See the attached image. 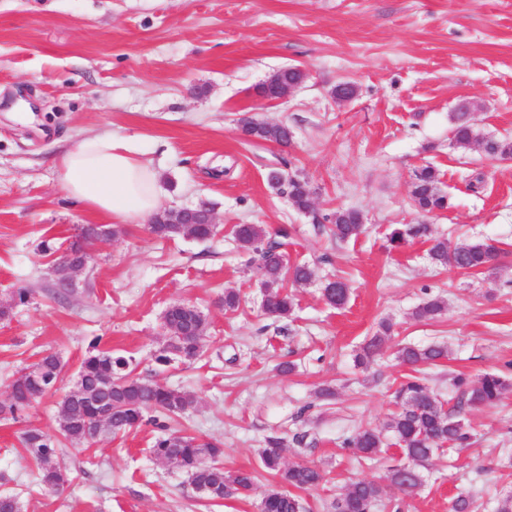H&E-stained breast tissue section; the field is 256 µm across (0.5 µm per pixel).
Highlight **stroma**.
<instances>
[{
  "label": "stroma",
  "instance_id": "obj_1",
  "mask_svg": "<svg viewBox=\"0 0 512 512\" xmlns=\"http://www.w3.org/2000/svg\"><path fill=\"white\" fill-rule=\"evenodd\" d=\"M289 66L306 70L302 84L262 100L259 86ZM344 83L356 88L347 101L335 96ZM463 98L483 137L512 139V0H0V306L10 309L0 318V401L15 373L48 352L62 360L58 390L68 391L96 340L130 357L137 376L193 395L172 428L222 443L225 471L257 476L250 497L206 501L186 473L152 456L159 431L145 425L98 437L63 492L46 493L20 440L28 428L56 427L47 397L21 420H0V474L21 512H258L276 483L260 468L270 436L283 439L285 463L326 471L327 483L300 498L308 512H329L348 484L401 461L394 447L364 460L342 445L395 411L394 391L411 372L396 358L401 345L447 344V361L426 372L445 399L459 374L512 377V161L455 146L451 116ZM247 113L288 125L290 144L246 139ZM95 134L124 138L156 170L161 209L206 206L217 232L201 242L159 238L145 221L123 225L91 247L73 293L59 299L55 248L109 220L66 194L50 159ZM426 165L452 208H415L414 173ZM273 170L307 183L310 212L269 183ZM478 175L482 188L469 190ZM339 208L361 212V235L341 241L322 226ZM416 222L452 242H497L499 268L441 269L422 243L388 250L391 225ZM236 224L295 227L288 258L314 276L294 290V318L263 314V277L233 238ZM336 277L351 285L341 309L321 297ZM20 288L27 302L16 300ZM228 288L241 297L233 312L222 303ZM436 298L445 311L416 320ZM178 301L206 317L203 352L161 366L163 314ZM385 319L395 334L383 355L357 366ZM288 360L295 371H278ZM326 386L335 399L318 398ZM466 416L469 447L430 460L416 491H389L403 512H449L461 492L495 512L497 492L512 490V393Z\"/></svg>",
  "mask_w": 512,
  "mask_h": 512
}]
</instances>
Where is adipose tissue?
<instances>
[{"label":"adipose tissue","instance_id":"ef3b65f1","mask_svg":"<svg viewBox=\"0 0 512 512\" xmlns=\"http://www.w3.org/2000/svg\"><path fill=\"white\" fill-rule=\"evenodd\" d=\"M52 166L70 198L113 222L146 220L159 205L156 171L113 136L84 137L55 157Z\"/></svg>","mask_w":512,"mask_h":512}]
</instances>
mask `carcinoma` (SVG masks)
Returning a JSON list of instances; mask_svg holds the SVG:
<instances>
[{
    "label": "carcinoma",
    "mask_w": 512,
    "mask_h": 512,
    "mask_svg": "<svg viewBox=\"0 0 512 512\" xmlns=\"http://www.w3.org/2000/svg\"><path fill=\"white\" fill-rule=\"evenodd\" d=\"M452 137L457 147L467 150L474 145L488 146L497 158L512 157V140H487L477 133L472 113L455 112L452 116ZM245 135L260 141L286 146L291 132L286 125L253 122L242 126ZM288 196L298 210L312 209L311 192L307 183L298 178H288ZM412 196L423 212L441 211L451 206L450 197L439 188L435 170L426 166L415 172ZM332 232L336 238L347 240L362 232L360 214L351 209H338L331 218ZM152 233L161 238L185 237L205 241L216 232L213 224H193L183 232H175L168 224L151 225ZM231 233L240 247L258 255L262 270L265 314L279 319L290 317L295 309L294 294L288 292V283L306 285L313 278V271L306 263L288 264L282 243L273 240L288 238L292 228L282 225L269 231L261 224H236ZM112 231L88 226L72 244L75 246L73 262L82 265L89 257L88 246L105 241ZM418 240L429 244V255L440 267H452L461 272L475 274L497 267L503 251L492 243L463 242L451 244L433 234L432 225L397 224L387 236L388 248L399 250ZM326 303L336 309L344 307L350 296V285L342 278L326 283L322 289ZM444 309L437 299L426 301L415 316L432 319ZM167 341L155 356V362L166 365L171 357L194 360L200 355L206 333L205 316L196 308L184 303L170 305L164 316ZM393 325L387 321L366 339L356 355V362L369 367L379 356L392 335ZM398 358L420 371L422 366L435 365L448 358L447 346L439 343L427 346L406 345L397 351ZM62 364L54 353L41 356L36 362L20 371L11 387L10 399L0 402V416L18 418V414L56 390L60 381ZM456 402L445 406L440 395L424 379L413 376L396 391L398 410L380 428H364L344 440L366 459L377 457L383 448L392 443L402 450L406 463L388 469L385 482L359 480L352 483L330 503L332 512H376L386 500L387 489L393 487L408 492L423 484L420 467L445 448L467 443L471 435L459 414L465 407L477 408L497 404L512 391V378L497 373H487L471 381L463 376L453 379ZM195 405L188 393L168 387L152 379L136 377L129 370V360L110 350L97 348L82 360L77 380L58 401L57 426L53 431L29 428L21 437L24 453L38 470V485L49 493L63 491L69 470L62 458L63 443L71 445L75 456L87 451V445L101 433L123 435L146 422L154 423L165 434L155 439L153 455L165 465L187 474L196 489L221 487L220 493H206L210 501L226 497L246 498L255 485L254 472L238 470L224 473L221 462L223 448L202 442L186 432H167V424L159 418H170L186 413ZM261 467L279 479L278 485L268 489L258 505L259 512H302L303 505L295 491H305L325 482V473L309 463L287 465L283 461V443L280 438L266 439V448L260 455ZM477 500L471 494H459L451 501L450 512H475Z\"/></svg>",
    "instance_id": "1"
}]
</instances>
